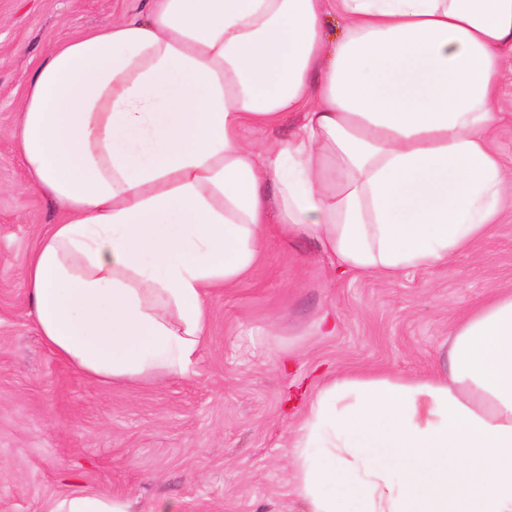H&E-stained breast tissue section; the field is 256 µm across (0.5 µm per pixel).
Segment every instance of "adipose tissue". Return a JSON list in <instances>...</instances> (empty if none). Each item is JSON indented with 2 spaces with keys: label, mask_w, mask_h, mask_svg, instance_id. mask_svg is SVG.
Masks as SVG:
<instances>
[{
  "label": "adipose tissue",
  "mask_w": 512,
  "mask_h": 512,
  "mask_svg": "<svg viewBox=\"0 0 512 512\" xmlns=\"http://www.w3.org/2000/svg\"><path fill=\"white\" fill-rule=\"evenodd\" d=\"M509 58L512 0H151L55 47L12 130L61 215L26 269L44 343L96 382L187 377L209 294L272 235L355 274L449 265L502 207ZM292 112L288 138L243 140ZM451 336L430 375L319 387L292 430L307 512H512V292ZM49 512L134 508L81 491ZM496 148L500 154L503 167L507 174L512 171V120L502 124L497 132Z\"/></svg>",
  "instance_id": "adipose-tissue-1"
}]
</instances>
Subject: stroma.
<instances>
[{
	"mask_svg": "<svg viewBox=\"0 0 512 512\" xmlns=\"http://www.w3.org/2000/svg\"><path fill=\"white\" fill-rule=\"evenodd\" d=\"M146 0H0V512H48L76 490L179 512H304L289 429L330 374L423 375L451 326L512 291V207L443 269L341 273L314 242L270 238L254 273L209 298L194 374L83 377L42 341L28 259L59 213L28 183L10 135L55 45L146 11Z\"/></svg>",
	"mask_w": 512,
	"mask_h": 512,
	"instance_id": "stroma-1",
	"label": "stroma"
}]
</instances>
